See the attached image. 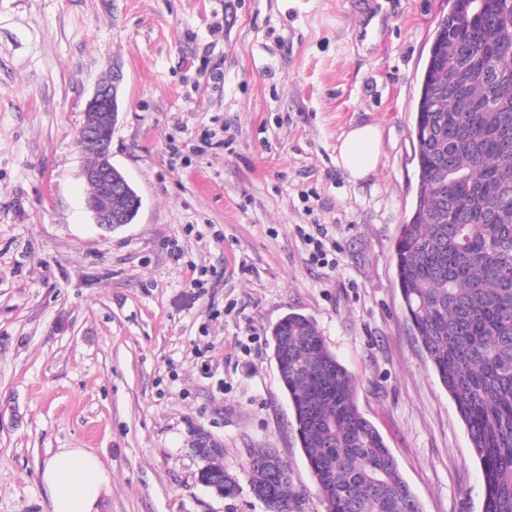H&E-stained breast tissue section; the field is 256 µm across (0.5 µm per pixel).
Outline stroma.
<instances>
[{"label":"stroma","mask_w":512,"mask_h":512,"mask_svg":"<svg viewBox=\"0 0 512 512\" xmlns=\"http://www.w3.org/2000/svg\"><path fill=\"white\" fill-rule=\"evenodd\" d=\"M449 0H0V512H49L61 448L112 472L101 512H266L274 448L324 512L272 358L314 320L423 512H482L465 426L406 319L394 243L416 197L420 81ZM373 13L383 36L364 34ZM123 74L112 162L142 198L84 207V108ZM382 133L354 183L336 147ZM326 257L316 261L309 238ZM241 490L198 480L194 432ZM282 468L286 472L283 478H271L262 463L256 459L249 462L247 459L243 465V470L247 473L249 486L257 488L263 493L264 501L270 510H274L281 502H297V497L291 492V477L288 471V465L282 460ZM250 487L252 494L261 500L262 496L256 489ZM264 503V505H265ZM288 505L283 506L284 512H288Z\"/></svg>","instance_id":"35a3bbf8"}]
</instances>
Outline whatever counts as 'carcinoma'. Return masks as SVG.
<instances>
[{"label":"carcinoma","mask_w":512,"mask_h":512,"mask_svg":"<svg viewBox=\"0 0 512 512\" xmlns=\"http://www.w3.org/2000/svg\"><path fill=\"white\" fill-rule=\"evenodd\" d=\"M473 0H452L434 32L414 121L418 187L395 241L403 309L441 386L464 422L482 471L484 512H512V0H492L493 32L478 59L466 55L455 22ZM472 65L465 99L431 97L448 72ZM125 223L141 198L122 171ZM280 378L324 512H423L377 427L359 410L355 377L325 345L316 323L289 313L271 331ZM268 508L295 503L291 477L274 479L259 460L243 465ZM237 477L214 464L199 481Z\"/></svg>","instance_id":"carcinoma-1"}]
</instances>
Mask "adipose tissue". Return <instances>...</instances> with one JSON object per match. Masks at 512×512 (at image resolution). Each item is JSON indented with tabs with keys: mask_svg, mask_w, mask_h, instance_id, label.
Returning a JSON list of instances; mask_svg holds the SVG:
<instances>
[{
	"mask_svg": "<svg viewBox=\"0 0 512 512\" xmlns=\"http://www.w3.org/2000/svg\"><path fill=\"white\" fill-rule=\"evenodd\" d=\"M380 163V131L364 124L352 127L336 148V164L351 181L371 176ZM50 512H99L112 475L101 459L81 448H61L39 471Z\"/></svg>",
	"mask_w": 512,
	"mask_h": 512,
	"instance_id": "1",
	"label": "adipose tissue"
}]
</instances>
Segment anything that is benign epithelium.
<instances>
[{"mask_svg": "<svg viewBox=\"0 0 512 512\" xmlns=\"http://www.w3.org/2000/svg\"><path fill=\"white\" fill-rule=\"evenodd\" d=\"M480 21L485 28H491L495 19L488 13L483 0H476L473 13L466 21ZM123 76L119 71L112 72V80L102 83L87 101L84 110V120L79 129L78 145L81 151L93 158L94 163L83 168L82 177L88 185L99 184L107 197H112V131L116 126L115 115L108 109L118 103L119 87ZM85 207L91 213L94 223L105 228L123 223L121 212L112 209V202L101 206L99 200L90 195L85 199ZM196 441L203 455L218 459L222 449L206 433H199Z\"/></svg>", "mask_w": 512, "mask_h": 512, "instance_id": "1", "label": "benign epithelium"}]
</instances>
